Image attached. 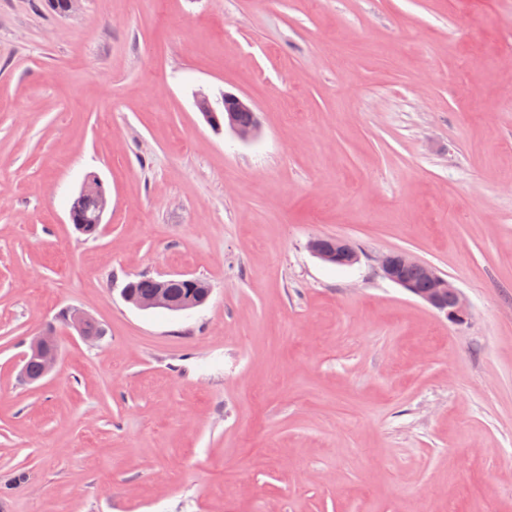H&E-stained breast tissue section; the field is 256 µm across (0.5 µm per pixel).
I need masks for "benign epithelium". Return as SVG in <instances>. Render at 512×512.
<instances>
[{
    "mask_svg": "<svg viewBox=\"0 0 512 512\" xmlns=\"http://www.w3.org/2000/svg\"><path fill=\"white\" fill-rule=\"evenodd\" d=\"M195 104L208 125L217 133L227 127L238 139L249 141L258 132V122L255 121L249 126H240L233 119L235 112L255 111L251 100L244 96L226 94L221 102L214 103L207 94L199 92L196 94ZM79 195L82 197L94 195L99 199L98 213L92 222V228L96 231L99 230L103 216L110 206V198L103 182L97 177L85 180L79 190ZM308 248L316 257L330 264H352L357 260L345 240L337 236L314 237L308 242ZM377 265L385 278L421 299L430 308L444 315L448 321L463 324L469 319V309L460 290L431 265L419 261L403 251H393L382 255L378 258ZM409 267L421 271L424 284L419 285L416 281L406 277L405 270ZM180 279L190 288L189 295L182 300L172 299L163 282L151 295L139 296L126 287L124 296L128 302L141 310L164 308L175 313L200 307L207 302L210 288L206 282L189 275H182ZM64 323L85 341H97L104 335L99 323L82 309L65 310ZM58 358L59 340L54 327L50 326L30 338L27 350L22 356L20 370L22 379L28 383L40 381L53 372ZM32 359L38 360L40 365V374L37 377L30 376L27 370L28 362Z\"/></svg>",
    "mask_w": 512,
    "mask_h": 512,
    "instance_id": "obj_1",
    "label": "benign epithelium"
}]
</instances>
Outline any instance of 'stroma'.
<instances>
[{
    "label": "stroma",
    "mask_w": 512,
    "mask_h": 512,
    "mask_svg": "<svg viewBox=\"0 0 512 512\" xmlns=\"http://www.w3.org/2000/svg\"><path fill=\"white\" fill-rule=\"evenodd\" d=\"M177 274L204 306L122 294ZM68 307L103 338L25 383ZM0 512H512V0H0ZM195 104L208 125L217 133L224 130L226 123L228 128L241 141H249L253 139L258 132V122L255 114L253 115V112H256L255 106L247 97L224 94V98L220 105L219 102L213 103L207 94L199 92L196 94ZM221 112H228V121L224 119L223 113ZM233 112H235V118L240 125L249 126H240L235 123L233 119ZM79 195L81 197L94 195L99 199L98 213L92 224H90L92 225L91 227L98 232L102 224L103 216L110 206V198L107 195L103 182L98 177L86 179L79 190ZM308 248L316 257L336 265L353 264L357 257L341 237L317 236L308 242ZM377 265L385 278L443 314L449 322L463 324L469 319V309L460 290L431 265L403 251L382 255L378 258ZM416 268L421 271L424 286L419 285L421 275ZM179 278L190 288L189 295L182 300H174L170 297L168 288H165L166 280H162L157 288L158 281L151 276H141L130 281L132 287L130 289L137 295L132 293L129 287H125L124 296L128 302L141 310L164 308L175 313L200 307L207 302L210 288L206 282L189 275H180ZM181 280H171L169 283V290L174 296H180L184 290ZM58 358V336L54 327L49 326L47 329L30 338L27 350L22 356V367L20 370L22 379L28 383H35L40 381L53 372L58 362ZM32 359H36L39 362V376H37L39 373V365ZM27 365L30 374L37 377H31L29 375Z\"/></svg>",
    "instance_id": "35a3bbf8"
}]
</instances>
